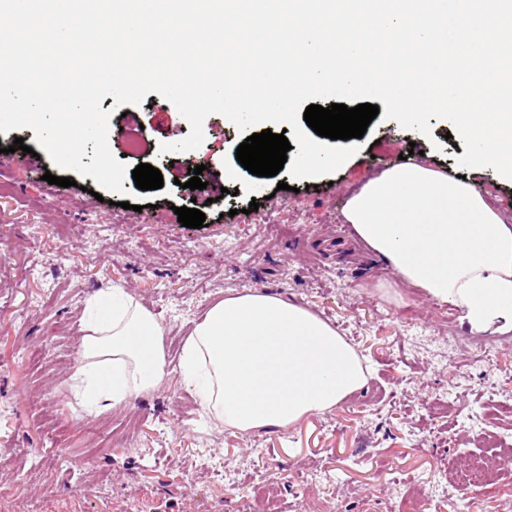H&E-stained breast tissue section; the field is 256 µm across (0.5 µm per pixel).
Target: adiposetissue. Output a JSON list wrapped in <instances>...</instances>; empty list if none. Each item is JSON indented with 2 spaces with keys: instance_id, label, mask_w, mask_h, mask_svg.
I'll return each instance as SVG.
<instances>
[{
  "instance_id": "ef3b65f1",
  "label": "adipose tissue",
  "mask_w": 512,
  "mask_h": 512,
  "mask_svg": "<svg viewBox=\"0 0 512 512\" xmlns=\"http://www.w3.org/2000/svg\"><path fill=\"white\" fill-rule=\"evenodd\" d=\"M347 223L405 282L461 309L476 330L512 326V225L477 187L417 161L370 180L343 211ZM73 372L92 411L156 389L168 373L163 330L125 289L86 302ZM179 372L204 412L239 432L285 428L330 410L367 381L335 328L280 295L248 292L213 303L183 345Z\"/></svg>"
}]
</instances>
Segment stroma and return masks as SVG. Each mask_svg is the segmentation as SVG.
<instances>
[{
  "label": "stroma",
  "mask_w": 512,
  "mask_h": 512,
  "mask_svg": "<svg viewBox=\"0 0 512 512\" xmlns=\"http://www.w3.org/2000/svg\"><path fill=\"white\" fill-rule=\"evenodd\" d=\"M111 114L108 143L128 168L159 169L164 185L91 194L92 177L63 176L35 133H0V512H258L274 489L275 512H403L423 494L424 512H512V462L493 485L458 480L474 458L512 447V330L476 333L459 311L405 283L346 224L350 196L416 149L424 163L466 175L512 218V180L492 168L462 170L453 126L430 135L376 116L352 139L348 162L314 182L287 171L259 177L239 166L237 127L203 122L193 151L160 153L190 132L158 93L132 106L145 138ZM26 148L9 152L14 139ZM202 166L203 190L187 189ZM257 211H249L251 200ZM195 206L201 229L176 208ZM120 287L163 328L171 365L161 386L111 411H88L71 379L88 297ZM267 292L296 301L335 326L368 368L366 384L322 414L286 429L239 433L209 419L177 364L194 321L228 295ZM491 341L476 356L458 339Z\"/></svg>",
  "instance_id": "stroma-1"
}]
</instances>
